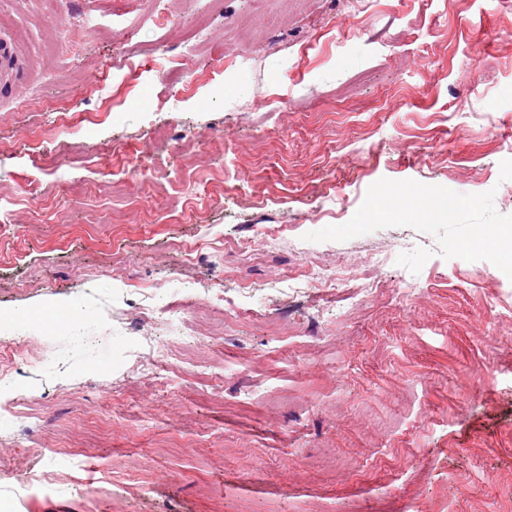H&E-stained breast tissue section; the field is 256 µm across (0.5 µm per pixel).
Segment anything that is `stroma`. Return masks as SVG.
<instances>
[{
    "label": "stroma",
    "instance_id": "35a3bbf8",
    "mask_svg": "<svg viewBox=\"0 0 512 512\" xmlns=\"http://www.w3.org/2000/svg\"><path fill=\"white\" fill-rule=\"evenodd\" d=\"M2 38L0 512H512V0H0ZM381 250L390 294L288 286ZM173 340L163 339L151 344V356L144 360L140 366L143 367V375L148 380L158 381L165 379L171 387L179 385V378L169 376L167 366L172 355Z\"/></svg>",
    "mask_w": 512,
    "mask_h": 512
}]
</instances>
